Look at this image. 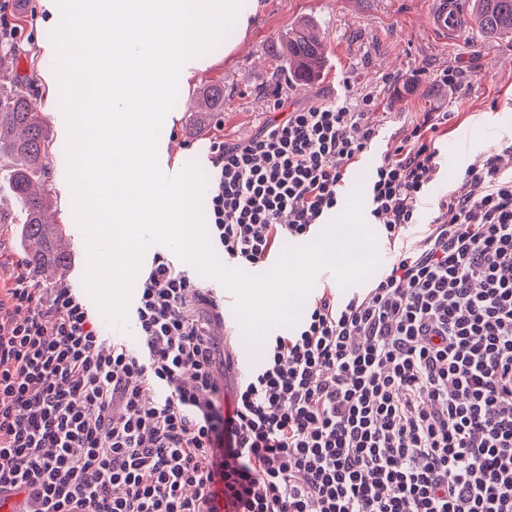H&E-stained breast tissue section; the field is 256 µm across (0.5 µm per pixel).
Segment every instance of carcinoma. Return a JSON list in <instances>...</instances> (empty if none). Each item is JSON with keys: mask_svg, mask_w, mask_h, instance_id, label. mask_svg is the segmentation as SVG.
<instances>
[{"mask_svg": "<svg viewBox=\"0 0 512 512\" xmlns=\"http://www.w3.org/2000/svg\"><path fill=\"white\" fill-rule=\"evenodd\" d=\"M474 26L485 38L512 36V0H472ZM326 45L307 29L291 32L279 58L294 75L310 79L323 66ZM22 54L15 41L0 50V68L12 67ZM205 112L224 111V85L211 84L201 92ZM50 140L47 120L32 84L23 80L0 90V169L8 176V190L21 204L18 214H0V224H13L20 237L36 244L27 252V263L39 276L60 275L66 269L70 250L59 224H50L46 215L51 209L50 194L36 190L47 172Z\"/></svg>", "mask_w": 512, "mask_h": 512, "instance_id": "cac0c4a2", "label": "carcinoma"}]
</instances>
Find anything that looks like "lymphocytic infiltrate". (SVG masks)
<instances>
[{
    "label": "lymphocytic infiltrate",
    "instance_id": "1",
    "mask_svg": "<svg viewBox=\"0 0 512 512\" xmlns=\"http://www.w3.org/2000/svg\"><path fill=\"white\" fill-rule=\"evenodd\" d=\"M373 95L285 107L211 146L208 224L261 266L339 211L381 138ZM431 112L369 173L394 260L367 293L322 294L221 401L213 292L162 255L138 348L106 342L72 288L0 289V512H512V171L466 168L419 241L439 169Z\"/></svg>",
    "mask_w": 512,
    "mask_h": 512
}]
</instances>
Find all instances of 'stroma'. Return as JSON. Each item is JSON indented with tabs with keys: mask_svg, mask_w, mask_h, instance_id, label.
Listing matches in <instances>:
<instances>
[{
	"mask_svg": "<svg viewBox=\"0 0 512 512\" xmlns=\"http://www.w3.org/2000/svg\"><path fill=\"white\" fill-rule=\"evenodd\" d=\"M246 34L231 32L226 47L193 60L185 83L186 95L172 111V125L159 150L162 170L178 173L188 160L210 169V146L215 138L228 142L248 139L277 115L274 93L288 102L306 104L338 96L350 101L373 94V118L390 145H397L399 130L423 121L426 113L447 112L451 118L441 139L442 155L451 167H440L432 185L441 196L454 181L452 172L481 164L487 151L512 139V40L477 37L465 30L442 38L425 24L431 0H261ZM55 0H27L26 20L15 26L14 11H0V46L5 31L17 29L24 53L17 67L0 73L8 87L23 77L32 78L52 141L46 186L55 200L53 219L71 239V263L64 275L47 280V287L65 285L83 291L87 264L84 235L77 226L72 194L65 185L66 123L56 112V78L47 65L54 52L49 38ZM308 26L325 42L324 74L309 81L305 93L294 89L295 78L286 71L273 47L289 33ZM458 68L463 77L454 93L433 91L427 79L415 89L406 83L420 67ZM211 83L224 86V109L210 117L206 128L194 124L201 89Z\"/></svg>",
	"mask_w": 512,
	"mask_h": 512,
	"instance_id": "1",
	"label": "stroma"
}]
</instances>
